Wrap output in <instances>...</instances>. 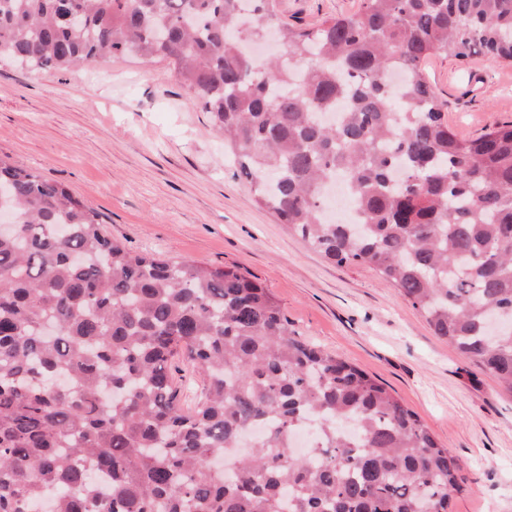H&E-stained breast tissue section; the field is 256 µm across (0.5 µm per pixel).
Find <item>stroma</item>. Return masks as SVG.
Wrapping results in <instances>:
<instances>
[{"mask_svg":"<svg viewBox=\"0 0 512 512\" xmlns=\"http://www.w3.org/2000/svg\"><path fill=\"white\" fill-rule=\"evenodd\" d=\"M361 0H277L314 27ZM454 133L512 121V63L426 66ZM0 158L67 187L131 251L235 266L269 289L292 329L385 384L460 466L450 512H512V391L434 336L364 267L326 262L251 202L224 143L171 65L139 57L36 72L0 62Z\"/></svg>","mask_w":512,"mask_h":512,"instance_id":"1","label":"stroma"}]
</instances>
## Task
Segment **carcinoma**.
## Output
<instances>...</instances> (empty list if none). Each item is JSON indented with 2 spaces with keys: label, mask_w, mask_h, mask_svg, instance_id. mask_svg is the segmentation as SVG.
Returning a JSON list of instances; mask_svg holds the SVG:
<instances>
[{
  "label": "carcinoma",
  "mask_w": 512,
  "mask_h": 512,
  "mask_svg": "<svg viewBox=\"0 0 512 512\" xmlns=\"http://www.w3.org/2000/svg\"><path fill=\"white\" fill-rule=\"evenodd\" d=\"M0 0V58L166 60L252 201L372 268L512 390V122L460 139L433 57L512 62V0H362L316 28L276 0ZM402 75L393 91L392 73ZM343 103L339 120L323 117ZM340 178L360 229L326 219ZM0 512H448L458 464L382 384L307 343L229 267L132 252L65 187L0 161ZM188 367L197 403L183 400ZM302 455L288 436L306 423ZM258 428L232 471L216 465Z\"/></svg>",
  "instance_id": "carcinoma-1"
}]
</instances>
